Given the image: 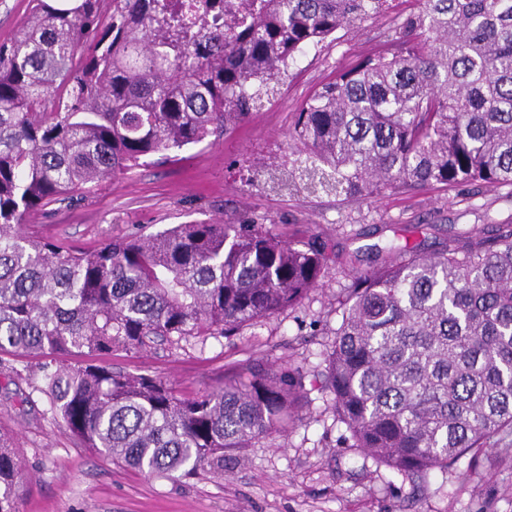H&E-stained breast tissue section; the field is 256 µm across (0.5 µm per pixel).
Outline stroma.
Returning <instances> with one entry per match:
<instances>
[{"label":"stroma","mask_w":512,"mask_h":512,"mask_svg":"<svg viewBox=\"0 0 512 512\" xmlns=\"http://www.w3.org/2000/svg\"><path fill=\"white\" fill-rule=\"evenodd\" d=\"M393 0L388 16L308 47L270 103L234 134L189 145L173 162L143 165L103 182L66 209L31 215L30 237L97 246L131 233L241 216L284 235H316L331 253L318 287L294 308L231 338L114 352L113 369L161 377L177 391L221 381L247 360L322 368L336 327V299L366 269L372 248L411 242L430 252L449 233L512 223V188L384 192L351 201L333 193L272 189L271 165L300 149L288 132L303 101L336 69L375 51L391 17L416 9ZM31 360L0 353V427L13 434L22 479L17 512H512V435L475 449L448 469L411 481L351 448L314 378L287 431L255 442L243 463L225 461L192 479L147 477L80 447L32 392Z\"/></svg>","instance_id":"1"}]
</instances>
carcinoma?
I'll return each instance as SVG.
<instances>
[{"instance_id": "obj_1", "label": "carcinoma", "mask_w": 512, "mask_h": 512, "mask_svg": "<svg viewBox=\"0 0 512 512\" xmlns=\"http://www.w3.org/2000/svg\"><path fill=\"white\" fill-rule=\"evenodd\" d=\"M31 0L0 43V352L39 359L34 388L84 447L146 476L224 469L285 432L306 372L242 363L191 395L93 364L191 336H233L296 305L330 259L237 219L131 233L93 249L22 230L168 151L233 132L308 46L389 0ZM395 50L346 66L304 101L299 179L361 200L441 185L512 187V0H417ZM322 385L334 420L376 464L410 478L512 434V224L450 234L429 254L392 246L355 274ZM21 464L0 431V512Z\"/></svg>"}]
</instances>
